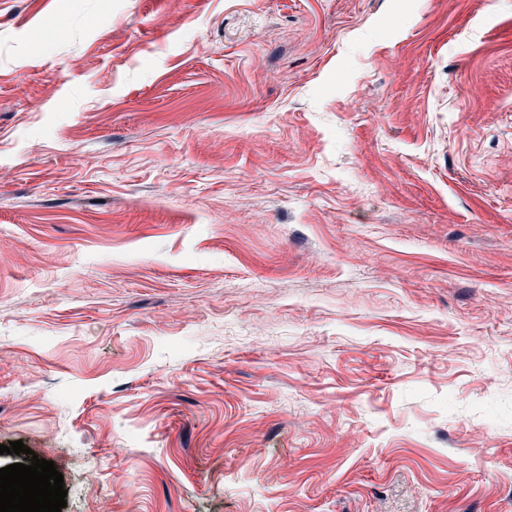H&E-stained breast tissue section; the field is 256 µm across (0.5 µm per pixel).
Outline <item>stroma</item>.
I'll list each match as a JSON object with an SVG mask.
<instances>
[{
    "label": "stroma",
    "mask_w": 512,
    "mask_h": 512,
    "mask_svg": "<svg viewBox=\"0 0 512 512\" xmlns=\"http://www.w3.org/2000/svg\"><path fill=\"white\" fill-rule=\"evenodd\" d=\"M0 254L61 512H512V0H0Z\"/></svg>",
    "instance_id": "obj_1"
}]
</instances>
